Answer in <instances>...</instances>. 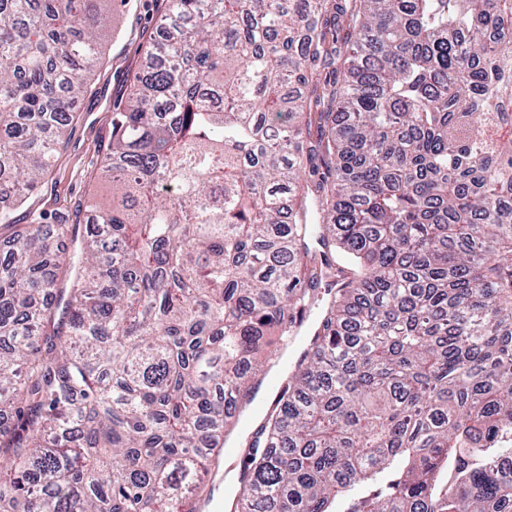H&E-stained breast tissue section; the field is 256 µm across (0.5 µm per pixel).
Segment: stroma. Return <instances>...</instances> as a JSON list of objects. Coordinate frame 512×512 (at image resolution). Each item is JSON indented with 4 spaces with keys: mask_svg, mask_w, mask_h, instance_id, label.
<instances>
[{
    "mask_svg": "<svg viewBox=\"0 0 512 512\" xmlns=\"http://www.w3.org/2000/svg\"><path fill=\"white\" fill-rule=\"evenodd\" d=\"M164 8V0H127L113 10L112 29L73 105L74 117L63 131L50 170L38 190L15 209L12 223L0 224V246L10 245L17 225L39 214L81 222L88 199L108 193L103 161L112 144V110L124 103L151 39L159 35Z\"/></svg>",
    "mask_w": 512,
    "mask_h": 512,
    "instance_id": "obj_1",
    "label": "stroma"
}]
</instances>
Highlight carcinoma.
I'll return each mask as SVG.
<instances>
[{
	"label": "carcinoma",
	"instance_id": "carcinoma-1",
	"mask_svg": "<svg viewBox=\"0 0 512 512\" xmlns=\"http://www.w3.org/2000/svg\"><path fill=\"white\" fill-rule=\"evenodd\" d=\"M107 2L0 0L17 207ZM161 25L109 198L0 261V512H194L229 407L318 306L241 506L512 512V0H168Z\"/></svg>",
	"mask_w": 512,
	"mask_h": 512
}]
</instances>
